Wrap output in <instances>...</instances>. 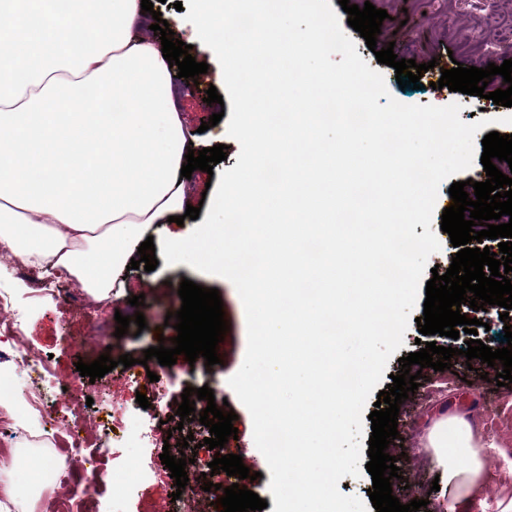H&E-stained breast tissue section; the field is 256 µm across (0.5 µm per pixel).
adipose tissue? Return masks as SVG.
Here are the masks:
<instances>
[{
    "label": "adipose tissue",
    "instance_id": "adipose-tissue-1",
    "mask_svg": "<svg viewBox=\"0 0 512 512\" xmlns=\"http://www.w3.org/2000/svg\"><path fill=\"white\" fill-rule=\"evenodd\" d=\"M58 3L0 0V257L66 273L101 302L142 238L185 210L191 136L141 0H69L58 37L77 29L95 47L68 76L40 27L21 23ZM426 448L440 512L481 493L484 448L468 421L436 420Z\"/></svg>",
    "mask_w": 512,
    "mask_h": 512
}]
</instances>
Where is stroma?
Segmentation results:
<instances>
[{
	"label": "stroma",
	"mask_w": 512,
	"mask_h": 512,
	"mask_svg": "<svg viewBox=\"0 0 512 512\" xmlns=\"http://www.w3.org/2000/svg\"><path fill=\"white\" fill-rule=\"evenodd\" d=\"M367 1L376 8L387 10L389 17L382 23L377 45L393 47L398 57L423 64L451 55L464 66L479 68L491 62L502 64L508 57L506 47L512 44V39L503 27L512 24V0H353L357 5ZM154 9L161 12L167 22H179L176 39L191 45V54L196 61L209 66L207 73L199 75L198 79L176 78L172 81L179 109L188 119L189 131L196 133L200 147L217 144L227 147L226 160L214 165L212 173L197 170L187 181L192 204L200 205L206 213L210 207L203 204L201 198L210 174L218 175L233 168L240 151L238 142L227 132L226 122H219L204 132L199 129L215 111L214 106L205 102L203 92L212 86L223 89L222 69L214 52L199 40L193 24L180 20L175 8L156 0ZM350 37L370 68L383 73L388 92L397 101L435 106L457 102L462 106V121L473 123L491 119L495 122V131L512 134V123L504 120L505 115L512 112L507 107L459 92L432 89V82L441 77L436 68L422 73L421 89L401 90L394 68L378 64L359 32H351ZM123 278L125 288L117 298L109 301H93L79 288L51 298L36 295L28 288L21 280L16 264L0 266V281L14 289L13 307L0 311V318H12L17 312L25 315L23 334L18 342L0 343V350L5 353L4 359L0 360V372L10 374L15 371L16 364L7 354L17 343L48 359V370L39 383L45 412L30 416L16 442L20 464H27L32 456L41 457L47 463L57 462L58 456L50 441L54 432L53 420L68 415L69 396L93 398L88 416H95L101 407L113 415L112 423L107 424L105 430L106 450L100 457L102 477L96 488L100 512H112V497L116 492L113 478L132 466L131 459L123 452L129 443L124 423L127 417L142 414L136 396L140 393L153 396V384L148 377L128 378L121 366L93 384L80 375L75 365L80 361L93 362L104 353L114 359L126 353L136 359H145V349L157 346L159 337H174L175 329L165 324L167 306L177 295L182 279L186 278L220 292L230 329L218 345L222 359L218 373L214 376L207 373L205 360L201 357L192 364L181 358L169 367L161 366L157 360L146 359L147 365L151 373L163 375L170 410H177V401L189 386L209 387L216 400L228 401L236 414L234 425L238 436L229 440L223 451L241 456L244 465L257 472V479L247 481L246 486L260 498L270 499L271 473L254 443L252 418L228 383L241 367L247 347L246 315L235 286L224 277L196 271L187 264L169 265L163 261L151 272L127 270ZM138 294L145 297L144 306L138 310L145 316L146 329H138L133 324L123 337H115L116 315H134L138 310L131 307L129 300ZM100 335L110 336L111 346L92 344V337ZM487 370V365L481 364L479 359L468 360L462 356L453 357L450 369L441 372L423 369L421 386L400 406L399 437L388 447L389 455L396 457V465L403 473L402 478L392 481L393 494L401 503L423 499L427 505L419 512H435L433 503L437 495L430 487L437 470L429 461L425 438L433 421L444 414L466 418L491 444L485 453L486 487L476 501L460 505L458 512H501L502 502L512 499V383L500 387L496 382L483 380L482 375ZM62 380L70 383L69 395H62L58 388ZM176 489L168 468H160L129 498L128 512H176L172 500Z\"/></svg>",
	"instance_id": "stroma-1"
}]
</instances>
